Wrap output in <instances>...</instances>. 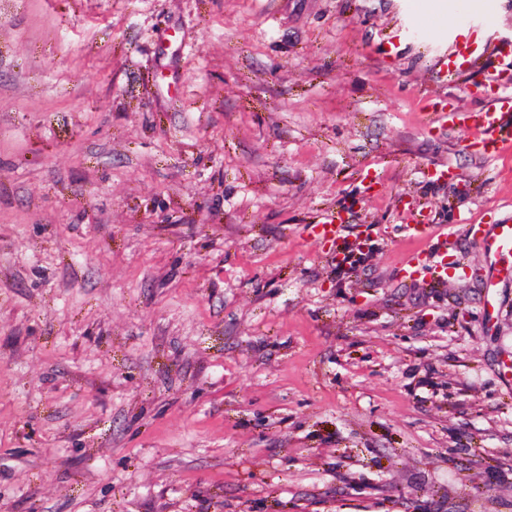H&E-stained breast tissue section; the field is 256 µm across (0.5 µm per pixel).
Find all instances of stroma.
Masks as SVG:
<instances>
[{"mask_svg": "<svg viewBox=\"0 0 512 512\" xmlns=\"http://www.w3.org/2000/svg\"><path fill=\"white\" fill-rule=\"evenodd\" d=\"M500 4L0 9V512H512V286L489 322L479 274L398 269L409 205L469 263L512 214V158L429 117L512 77L431 70ZM345 223L344 215L341 212H336L326 215L319 224L312 226L314 241L328 244L332 253L336 255V260L339 259V252L342 251L339 242Z\"/></svg>", "mask_w": 512, "mask_h": 512, "instance_id": "1", "label": "stroma"}]
</instances>
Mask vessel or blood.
Wrapping results in <instances>:
<instances>
[{
	"instance_id": "vessel-or-blood-1",
	"label": "vessel or blood",
	"mask_w": 512,
	"mask_h": 512,
	"mask_svg": "<svg viewBox=\"0 0 512 512\" xmlns=\"http://www.w3.org/2000/svg\"><path fill=\"white\" fill-rule=\"evenodd\" d=\"M499 53V45H452L448 52L436 58L433 69L444 77L460 70L461 60L471 58L479 51ZM512 115V93L499 92L489 107L473 111L455 108H440L434 120L440 130L464 127L472 130V147L478 155L498 157L512 155V135L508 134L507 116ZM411 223L407 227L409 248L403 258L406 278L416 281L444 285L448 282L449 270H457L460 278H468L472 265L461 262L455 254V246L450 240L432 242L426 215L418 207H410ZM345 217L336 212L326 215L319 224L313 225V239L328 244L332 253H339L340 240L344 230ZM470 237L479 257L488 266L485 277L487 287L512 281V217L499 220L495 224H473L469 227Z\"/></svg>"
}]
</instances>
